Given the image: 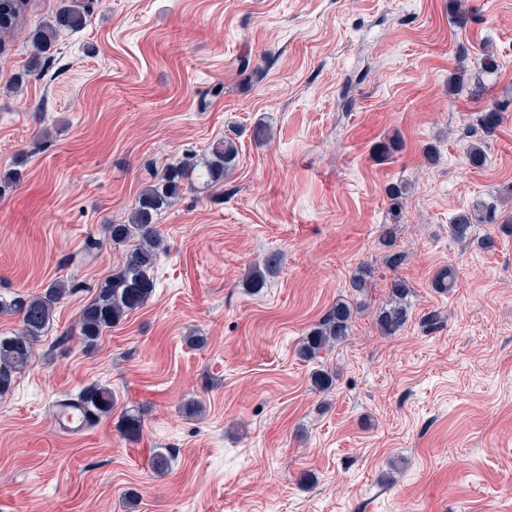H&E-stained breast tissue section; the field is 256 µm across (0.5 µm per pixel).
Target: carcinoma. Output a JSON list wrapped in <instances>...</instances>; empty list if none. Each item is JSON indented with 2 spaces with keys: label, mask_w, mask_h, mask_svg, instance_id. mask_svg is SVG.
Listing matches in <instances>:
<instances>
[{
  "label": "carcinoma",
  "mask_w": 512,
  "mask_h": 512,
  "mask_svg": "<svg viewBox=\"0 0 512 512\" xmlns=\"http://www.w3.org/2000/svg\"><path fill=\"white\" fill-rule=\"evenodd\" d=\"M29 0H0V54L10 50V43L26 26V7ZM86 5L82 0H71L54 18L28 30L26 42L30 53L16 85L28 76L40 73L46 61L52 57L56 33L61 28L80 30L85 26ZM498 69L495 55L481 50L478 57V75H491ZM505 105L494 102L481 111L477 125L484 133H492L502 121ZM468 161L480 167L486 160L483 139L466 148ZM239 150L236 142L224 137L212 143L206 158L200 162L176 161L168 164L141 191L138 201L122 224H106L104 240L114 244L126 243L118 269L97 288L95 297L82 309L75 335L86 349L97 346L103 334L120 324L124 317L143 306L151 298L155 283L151 272L158 256L164 250V240L158 229L157 217L182 198L185 191L201 182L215 187L224 184L237 165ZM408 193L405 184H394L388 189L393 219L400 217L402 199ZM501 213L495 203L479 200L459 211L449 225L451 236L459 242L472 241L471 234L477 224H498ZM282 263V255L272 252L249 267L244 286L252 291L264 287L266 278L275 273ZM374 269L363 263L354 271L350 284L358 294L370 286ZM455 284L452 268L444 266L436 271L431 285L439 292H448ZM73 293V285L64 279H55L43 289L18 291L8 298L0 297V314L18 318L17 328L0 334V397L13 388L16 375L30 365L34 358V346L44 336L54 321L59 304ZM412 289L399 277L391 280L387 301L376 312L375 324L384 336L400 332L410 317ZM356 308L348 300H338L316 322L300 342L297 354L304 361H313L327 349L347 340L352 331ZM311 386L319 393L333 389L336 373L318 368L311 373ZM75 399L89 410V421H95L112 412V390L93 383L75 395ZM121 431L129 438L140 435L141 417L126 414L122 417Z\"/></svg>",
  "instance_id": "obj_1"
}]
</instances>
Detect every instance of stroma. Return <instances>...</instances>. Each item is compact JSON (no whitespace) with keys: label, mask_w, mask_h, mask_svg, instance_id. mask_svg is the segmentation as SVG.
Instances as JSON below:
<instances>
[{"label":"stroma","mask_w":512,"mask_h":512,"mask_svg":"<svg viewBox=\"0 0 512 512\" xmlns=\"http://www.w3.org/2000/svg\"><path fill=\"white\" fill-rule=\"evenodd\" d=\"M465 5L457 24L450 0H87L86 26L60 31L17 90L28 45L14 37L0 173L22 179L0 197V293L58 278L75 290L0 398V512H512V224L478 225L468 243L449 233L479 199L512 215V107L484 165L465 155L478 112L512 98V0ZM482 47L499 64L484 94L449 95ZM225 136L235 171L158 219L168 248L148 302L95 349L66 338L124 252L95 246L102 225L125 221L167 162ZM399 182L391 270L380 239ZM273 251L280 271L244 288ZM364 263L376 277L359 296ZM444 266L448 294L431 287ZM397 276L411 317L383 336L374 313ZM339 299L360 305L350 337L300 360ZM322 366L336 372L326 394L310 382ZM92 383L111 388V415L60 435L52 403ZM127 413L142 417L133 440ZM157 451L167 473L149 464Z\"/></svg>","instance_id":"1"}]
</instances>
